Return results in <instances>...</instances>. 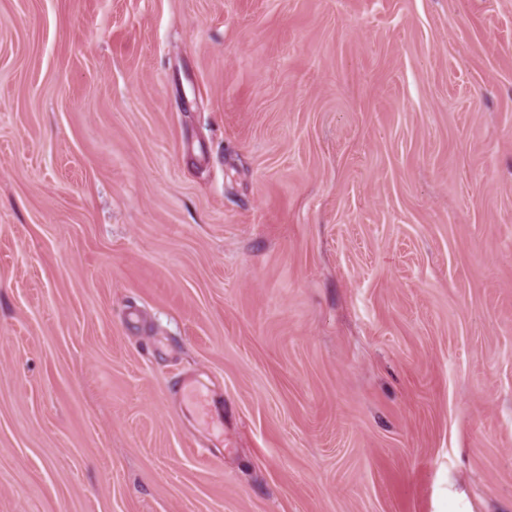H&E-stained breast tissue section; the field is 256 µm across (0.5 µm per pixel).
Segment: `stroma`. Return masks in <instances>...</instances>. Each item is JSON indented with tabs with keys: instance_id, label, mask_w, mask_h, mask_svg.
<instances>
[{
	"instance_id": "35a3bbf8",
	"label": "stroma",
	"mask_w": 512,
	"mask_h": 512,
	"mask_svg": "<svg viewBox=\"0 0 512 512\" xmlns=\"http://www.w3.org/2000/svg\"><path fill=\"white\" fill-rule=\"evenodd\" d=\"M0 512H512V0H0ZM184 394L190 400L191 413L198 423L213 426L222 424V418L212 412L208 394L202 387L193 383L186 384Z\"/></svg>"
}]
</instances>
